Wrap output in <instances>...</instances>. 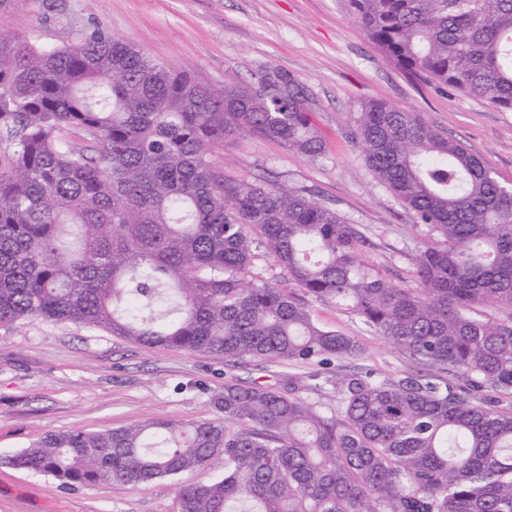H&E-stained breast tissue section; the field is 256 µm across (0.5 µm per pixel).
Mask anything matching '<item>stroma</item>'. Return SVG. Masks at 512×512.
I'll return each instance as SVG.
<instances>
[{
    "instance_id": "35a3bbf8",
    "label": "stroma",
    "mask_w": 512,
    "mask_h": 512,
    "mask_svg": "<svg viewBox=\"0 0 512 512\" xmlns=\"http://www.w3.org/2000/svg\"><path fill=\"white\" fill-rule=\"evenodd\" d=\"M104 29L152 58L187 70L203 85L242 84L276 66L306 86L325 138L321 158L246 136L215 148L212 165L226 175H257L307 190L365 227L367 256L397 283L412 284V256L426 234L367 169L352 138L359 106L381 101L419 113L437 132L485 160L512 185V112L405 76L367 40L352 19L351 0H18L0 10V33H19L63 47ZM319 323L356 338V360L289 366L222 360L165 346H147L68 322L34 317L0 327V512H179L177 483L162 479L131 488L102 481L65 487L53 477L2 465L49 431L106 430L153 420L219 418L215 399L228 381L255 380L283 390L297 377L299 398L325 410L342 396L329 384L310 388L314 373L371 372L397 381L423 376L448 383L468 402L512 395L477 388L451 372L421 370L408 354L370 333L347 310L310 302Z\"/></svg>"
}]
</instances>
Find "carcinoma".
I'll list each match as a JSON object with an SVG mask.
<instances>
[{"mask_svg":"<svg viewBox=\"0 0 512 512\" xmlns=\"http://www.w3.org/2000/svg\"><path fill=\"white\" fill-rule=\"evenodd\" d=\"M403 73L512 112V0H351ZM82 135V146L70 133ZM242 135L325 152L308 90L274 66L204 86L97 31L67 47L0 34V326L74 322L241 365H328L363 353L274 279L438 371L512 392V187L415 112L368 102L353 139L430 238L414 285L365 259V230L306 192L231 178L211 151ZM490 308L496 316L475 311ZM322 411L257 382L224 383V421L50 431L6 463L66 487L139 488L224 461L180 512H512V411L409 379L328 380Z\"/></svg>","mask_w":512,"mask_h":512,"instance_id":"obj_1","label":"carcinoma"}]
</instances>
